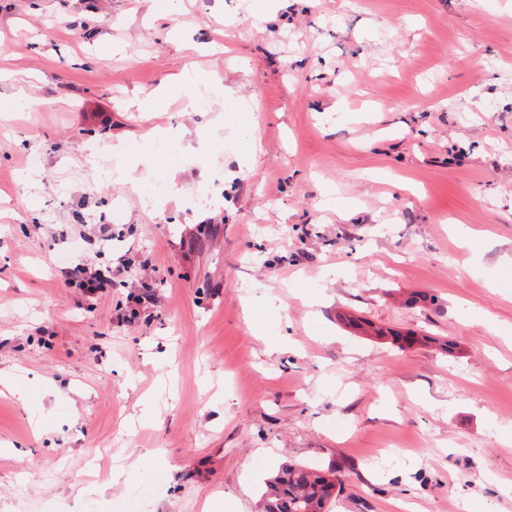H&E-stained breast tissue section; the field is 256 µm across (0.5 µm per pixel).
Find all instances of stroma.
Returning <instances> with one entry per match:
<instances>
[{
  "label": "stroma",
  "mask_w": 512,
  "mask_h": 512,
  "mask_svg": "<svg viewBox=\"0 0 512 512\" xmlns=\"http://www.w3.org/2000/svg\"><path fill=\"white\" fill-rule=\"evenodd\" d=\"M288 461L512 512V0H0V512H259ZM348 326L353 329L361 330L360 332L365 333L367 336H374L378 339L389 340L388 342L398 348H402L403 345L408 344L411 345L414 342H421L426 340V338H416L414 334H401L399 332L393 330H384L382 328H375L372 324L362 321L360 319L354 318L352 316H345L342 319ZM367 326L368 328L364 327Z\"/></svg>",
  "instance_id": "obj_1"
}]
</instances>
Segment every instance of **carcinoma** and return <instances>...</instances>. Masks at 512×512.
Returning <instances> with one entry per match:
<instances>
[{
    "label": "carcinoma",
    "instance_id": "cac0c4a2",
    "mask_svg": "<svg viewBox=\"0 0 512 512\" xmlns=\"http://www.w3.org/2000/svg\"><path fill=\"white\" fill-rule=\"evenodd\" d=\"M344 322L353 329L387 340L399 348L418 341L412 334L403 335L393 330L376 328L350 315L344 317ZM335 488L337 485L333 471L288 463L266 480L260 512H326V505Z\"/></svg>",
    "mask_w": 512,
    "mask_h": 512
}]
</instances>
